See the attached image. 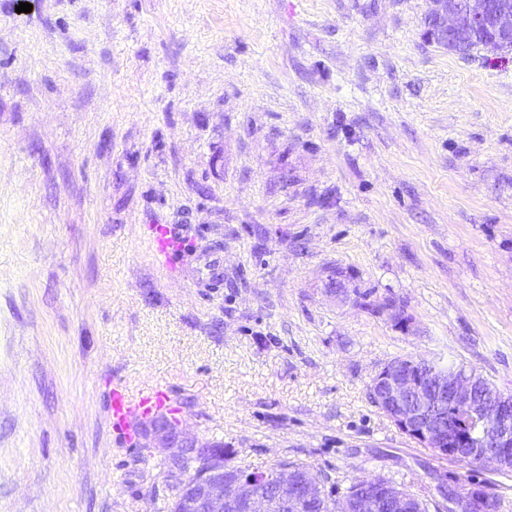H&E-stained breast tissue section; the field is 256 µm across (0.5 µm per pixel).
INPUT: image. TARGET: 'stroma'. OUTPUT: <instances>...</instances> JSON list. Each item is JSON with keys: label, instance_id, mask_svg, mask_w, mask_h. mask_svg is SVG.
Here are the masks:
<instances>
[{"label": "stroma", "instance_id": "obj_1", "mask_svg": "<svg viewBox=\"0 0 512 512\" xmlns=\"http://www.w3.org/2000/svg\"><path fill=\"white\" fill-rule=\"evenodd\" d=\"M19 2L0 0V512H170L167 449L109 420L117 382L163 385L254 470L428 500L470 479L512 512V471L435 456L369 398L407 357L512 394V52L429 42L428 0Z\"/></svg>", "mask_w": 512, "mask_h": 512}]
</instances>
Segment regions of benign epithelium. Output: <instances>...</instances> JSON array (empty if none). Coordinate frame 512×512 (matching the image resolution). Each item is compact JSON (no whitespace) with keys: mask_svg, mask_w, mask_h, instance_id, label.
Listing matches in <instances>:
<instances>
[{"mask_svg":"<svg viewBox=\"0 0 512 512\" xmlns=\"http://www.w3.org/2000/svg\"><path fill=\"white\" fill-rule=\"evenodd\" d=\"M425 34L451 45L464 29H486L494 52L512 50V0H428L423 21ZM425 359L398 358L385 364L372 378L375 405L398 428L422 447L451 459L461 457L460 448L469 441L465 422L478 419L490 427L479 464L499 470L512 461V398L499 394L479 399L470 379L455 371L434 369L421 376L417 369ZM441 396L464 422L449 429L440 417ZM145 448H190L196 463L191 475L168 468L175 491L174 512H303L304 506L328 497L326 485L306 470L281 463L272 474L273 489L260 490L261 477L242 472L224 477V462L211 454V446L186 432L181 420L161 415L144 426ZM435 512H499L500 505L489 488L457 483L438 488ZM419 498L382 477L358 479L347 494L336 496V512H373L385 504L390 512H416Z\"/></svg>","mask_w":512,"mask_h":512,"instance_id":"obj_1","label":"benign epithelium"}]
</instances>
